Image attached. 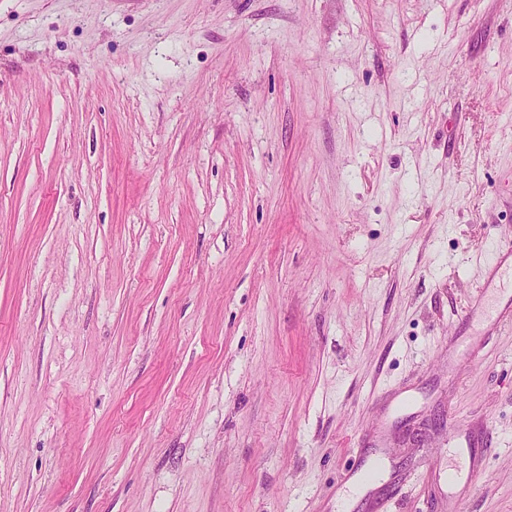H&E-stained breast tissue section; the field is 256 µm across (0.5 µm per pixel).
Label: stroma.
<instances>
[{
	"instance_id": "35a3bbf8",
	"label": "stroma",
	"mask_w": 512,
	"mask_h": 512,
	"mask_svg": "<svg viewBox=\"0 0 512 512\" xmlns=\"http://www.w3.org/2000/svg\"><path fill=\"white\" fill-rule=\"evenodd\" d=\"M512 0H0V512H512Z\"/></svg>"
}]
</instances>
